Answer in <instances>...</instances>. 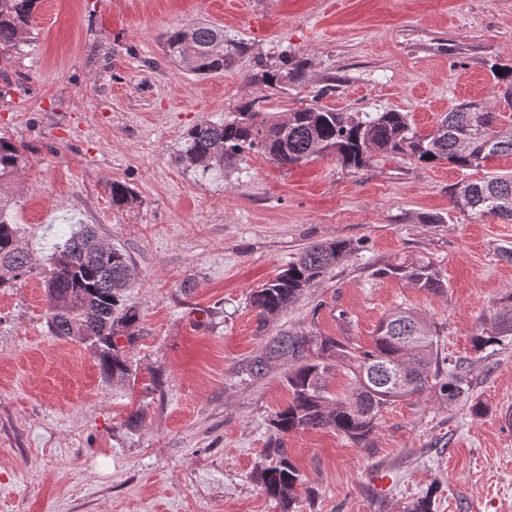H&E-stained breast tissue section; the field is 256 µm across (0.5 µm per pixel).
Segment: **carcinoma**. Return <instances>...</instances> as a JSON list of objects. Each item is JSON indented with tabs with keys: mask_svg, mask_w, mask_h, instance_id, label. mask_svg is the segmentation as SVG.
Instances as JSON below:
<instances>
[{
	"mask_svg": "<svg viewBox=\"0 0 512 512\" xmlns=\"http://www.w3.org/2000/svg\"><path fill=\"white\" fill-rule=\"evenodd\" d=\"M38 0H0V49L26 41V31ZM165 51L178 57L196 75L221 73L246 53V44L224 39V30L202 24L189 31L167 33ZM302 63L279 57L277 68L262 77L271 85L295 82ZM493 87L502 90L504 106L484 108L461 103L441 118L435 131L418 134L402 112L367 113L360 117L321 107L293 110L275 119L267 112H240L222 123L201 122L185 135L180 159L184 166L203 175L224 170V161L252 151L267 155L280 166L295 165L331 153L350 169L365 167L377 155H406L424 165L441 162L460 169H479L498 154L512 155V129L501 127L503 111L512 112V66L490 68ZM23 155L16 145L0 137V181L17 171ZM112 203L129 204L133 196L119 182L109 186ZM453 208L474 218L496 217L512 223V172H489L479 181H463L454 187ZM354 251L346 239L306 247L288 268L250 297L259 322L264 324L294 304L308 288ZM46 285V322L50 332L88 344L101 373L123 381L132 375L126 355L141 335L140 317L126 305L135 269L129 256L100 239L93 228L82 225L49 257ZM31 258L21 248L16 227L0 207V288L31 271ZM393 276L428 291L444 288L432 260L411 258L375 271ZM423 339L402 342L419 325ZM437 329L406 310L395 311L381 321L369 350H361L334 336L280 333L269 339L260 353L238 364L237 373L250 379L287 367L285 378L291 400L270 419L272 455L275 460L257 469L266 493L291 512L300 482L298 468L283 448L284 437L299 430L332 429L355 442L369 437L380 412L387 405L434 387L452 404L468 392L470 381L459 364L448 365L438 350ZM125 344H120V340ZM400 365L414 380L401 393L387 387L390 367ZM343 368L352 376L351 391L332 397L327 381Z\"/></svg>",
	"mask_w": 512,
	"mask_h": 512,
	"instance_id": "cac0c4a2",
	"label": "carcinoma"
}]
</instances>
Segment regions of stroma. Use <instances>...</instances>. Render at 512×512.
<instances>
[{
    "label": "stroma",
    "mask_w": 512,
    "mask_h": 512,
    "mask_svg": "<svg viewBox=\"0 0 512 512\" xmlns=\"http://www.w3.org/2000/svg\"><path fill=\"white\" fill-rule=\"evenodd\" d=\"M198 23L246 54L220 74L187 71L164 39ZM26 37L0 50V137L24 156L0 204L32 267L0 288V512H281L255 473L290 398L284 371L245 380L237 362L283 331L370 346L400 305L438 327L467 396L396 401L361 443L288 434L294 512H402L428 491L433 512H512V335L472 343L512 310V224L450 204L479 171L402 155L283 167L252 152L203 178L179 160L188 128L247 108L402 112L426 134L460 103L493 105L490 67L512 66V0H39ZM284 53L303 78L265 85ZM115 181L132 203L113 205ZM82 224L138 272L126 299L143 334L126 381L46 325L42 270ZM336 238L355 252L259 324L251 292ZM413 257L437 265L442 292L374 275Z\"/></svg>",
    "instance_id": "1"
}]
</instances>
